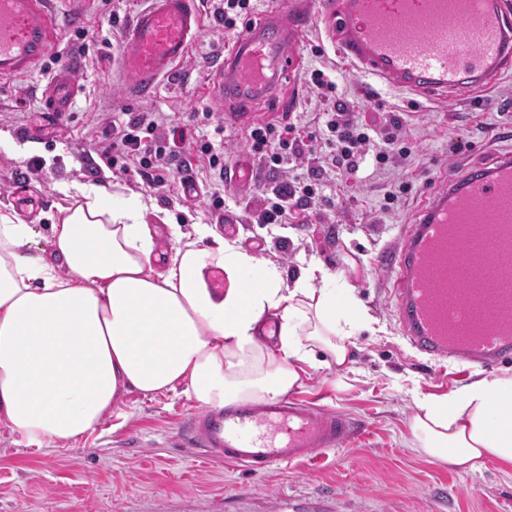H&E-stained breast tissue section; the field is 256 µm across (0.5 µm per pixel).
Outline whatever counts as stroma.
Returning a JSON list of instances; mask_svg holds the SVG:
<instances>
[{
  "mask_svg": "<svg viewBox=\"0 0 512 512\" xmlns=\"http://www.w3.org/2000/svg\"><path fill=\"white\" fill-rule=\"evenodd\" d=\"M144 4L84 0L81 23L75 26L68 0H59L62 34L49 53L63 64L80 61V92L63 121L46 128L40 119V88L49 72L0 85V214L38 228L69 206L63 185L92 184L108 202L144 204V220L156 225L163 256L172 254L176 238L194 239L196 225L207 224L288 277L301 260L321 261L354 286L376 323L356 334L351 369L310 371L293 395L307 405L359 418L367 431L342 449L255 475L223 463H202L193 451L179 447L185 419L199 410L194 400L180 393L152 399L130 393L118 399L93 435L66 451H37L0 431V512H307L311 507L320 512H512V467L487 460L478 470L464 472L411 448L414 394H448L475 379L480 368L432 359L411 347L389 294L390 274L379 263L380 254L394 247L413 222L442 168L459 174L499 149L494 133L512 125V74L500 78L481 101L452 95L428 100L375 84L337 51L332 30L321 23L329 0H314L298 70L273 99L240 115L219 108L213 99L217 69L238 36L225 32L210 0H199L203 39L176 76L140 100L126 94L117 59L122 32ZM112 12L120 15V29L107 23ZM79 28L86 33L81 41L75 36ZM320 66L332 68L336 97L362 117L401 118L410 161L385 172L369 161L353 175L328 169L321 175L322 202L292 209L278 224L257 223L254 212L265 193L283 178L305 180L311 172L303 156L289 157L283 169H270L252 153L248 129L256 123L294 122L317 130L315 117L326 100L308 79ZM127 110L170 117L187 137L223 151L227 170L249 159L252 179L237 185L201 171L192 190L176 179L159 191L147 177L116 172L99 158L93 139L102 116L117 119ZM219 124L224 127L220 135L214 131ZM34 161L40 165L36 173L29 169ZM19 176L30 185L33 199L14 195ZM401 183L409 193L400 205L388 207L387 191ZM217 194L224 199L218 210L211 205ZM168 216L175 225L165 224ZM228 216L237 220L234 229L224 224Z\"/></svg>",
  "mask_w": 512,
  "mask_h": 512,
  "instance_id": "35a3bbf8",
  "label": "stroma"
}]
</instances>
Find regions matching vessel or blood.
Returning a JSON list of instances; mask_svg holds the SVG:
<instances>
[{
    "mask_svg": "<svg viewBox=\"0 0 512 512\" xmlns=\"http://www.w3.org/2000/svg\"><path fill=\"white\" fill-rule=\"evenodd\" d=\"M55 0H0V81L37 71L59 35ZM324 21L361 71L401 90L470 96L512 70V0H338ZM307 0L245 30L217 78L219 99L248 110L299 65ZM203 37L196 0H147L132 19L119 71L151 95ZM76 62L42 91L54 122L79 92ZM398 248L380 255L392 275L400 330L417 351L492 369L512 359V150L444 174ZM365 424L292 397L241 402L190 416L182 442L256 474L345 447Z\"/></svg>",
    "mask_w": 512,
    "mask_h": 512,
    "instance_id": "b4317fda",
    "label": "vessel or blood"
}]
</instances>
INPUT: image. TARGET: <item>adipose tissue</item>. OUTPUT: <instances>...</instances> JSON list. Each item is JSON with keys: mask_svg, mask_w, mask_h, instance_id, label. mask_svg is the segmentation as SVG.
Masks as SVG:
<instances>
[{"mask_svg": "<svg viewBox=\"0 0 512 512\" xmlns=\"http://www.w3.org/2000/svg\"><path fill=\"white\" fill-rule=\"evenodd\" d=\"M49 226L0 215V427L53 447L93 434L129 393L182 391L207 408L261 403L300 388L306 370L348 367L372 317L342 309L352 285L322 262L292 286L237 241L200 224L158 267L139 204H108L89 184L64 187ZM278 334L265 340L264 324ZM412 444L463 471L512 466V377L483 376L443 396L415 395Z\"/></svg>", "mask_w": 512, "mask_h": 512, "instance_id": "adipose-tissue-1", "label": "adipose tissue"}]
</instances>
